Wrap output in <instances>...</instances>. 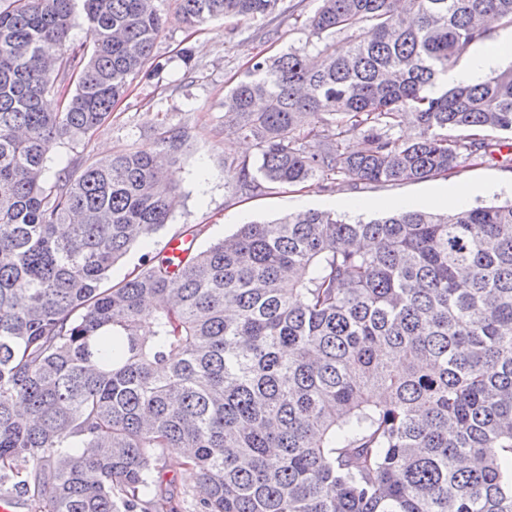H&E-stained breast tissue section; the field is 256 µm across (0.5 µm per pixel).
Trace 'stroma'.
<instances>
[{
	"instance_id": "35a3bbf8",
	"label": "stroma",
	"mask_w": 512,
	"mask_h": 512,
	"mask_svg": "<svg viewBox=\"0 0 512 512\" xmlns=\"http://www.w3.org/2000/svg\"><path fill=\"white\" fill-rule=\"evenodd\" d=\"M156 5L164 25L154 54L164 62V70L135 81L103 126L78 144L59 145L49 159L55 171L122 149L157 150L160 121L187 134L167 174L177 190L178 209L149 245H134L113 266L110 282L140 266L144 254L162 250L186 224L201 225L195 246L204 249L243 224L308 210L370 220L394 213L397 201L406 200L412 209L439 213V197L457 183L481 187L479 199L486 203L512 199V158L495 145L462 160L447 174L422 181L354 184L341 177H315L297 186L239 192L228 165L235 160L257 166L259 151L254 142L233 133L220 103L257 59L308 47L303 23L319 0H281L273 14L259 21L231 18L195 26L184 21L178 0H156ZM182 48L189 50L190 62L178 57Z\"/></svg>"
}]
</instances>
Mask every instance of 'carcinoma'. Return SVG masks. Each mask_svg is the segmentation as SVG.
Returning a JSON list of instances; mask_svg holds the SVG:
<instances>
[{
    "mask_svg": "<svg viewBox=\"0 0 512 512\" xmlns=\"http://www.w3.org/2000/svg\"><path fill=\"white\" fill-rule=\"evenodd\" d=\"M82 2L89 41L71 49L75 0H0V489L39 512H178L157 492L175 454L199 473L195 512H512V202L309 210L204 250L191 225L185 255L106 288L170 220L185 131L48 175L57 144L163 68L154 0ZM278 2L179 8L196 24ZM509 25L512 0H320L316 55L256 60L220 104L260 153L237 186L456 168L479 145L466 131L512 133V66L448 84ZM55 73L77 83L49 112ZM408 111L414 140L394 135Z\"/></svg>",
    "mask_w": 512,
    "mask_h": 512,
    "instance_id": "1",
    "label": "carcinoma"
}]
</instances>
